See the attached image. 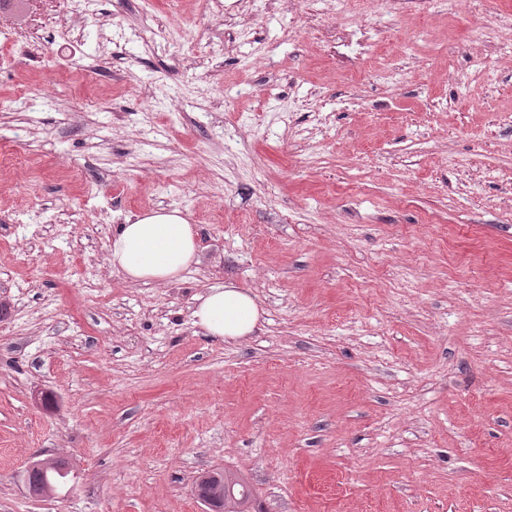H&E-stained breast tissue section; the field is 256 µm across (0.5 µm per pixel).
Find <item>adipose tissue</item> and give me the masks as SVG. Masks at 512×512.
<instances>
[{
    "label": "adipose tissue",
    "instance_id": "ef3b65f1",
    "mask_svg": "<svg viewBox=\"0 0 512 512\" xmlns=\"http://www.w3.org/2000/svg\"><path fill=\"white\" fill-rule=\"evenodd\" d=\"M196 227L180 211L158 210L118 225L109 244L111 262L131 282H181L198 257ZM263 310L249 290L227 281L197 296L195 323L207 336L239 341L258 327Z\"/></svg>",
    "mask_w": 512,
    "mask_h": 512
}]
</instances>
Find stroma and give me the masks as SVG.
Listing matches in <instances>:
<instances>
[{
  "label": "stroma",
  "mask_w": 512,
  "mask_h": 512,
  "mask_svg": "<svg viewBox=\"0 0 512 512\" xmlns=\"http://www.w3.org/2000/svg\"><path fill=\"white\" fill-rule=\"evenodd\" d=\"M64 13L0 11V512H207L214 469L260 512H512V0H91L62 59ZM161 209L199 262L125 281ZM228 280L232 343L192 316ZM198 231L180 211H152L112 231V266L131 282L179 283L197 262ZM196 302L193 311L195 324L207 336L224 342L250 336L264 313L257 297L232 281L210 286L196 297ZM71 467L70 459L63 455H46L44 458H39L35 461H32L27 466L28 471H46L42 472H34L28 473L27 481L29 485H33L34 487L43 485L41 489L38 491L40 494H51L53 493V488L56 489L66 482V479L71 473V470L67 471H55V470H66ZM25 483V487L30 493L29 485ZM46 484V485H44ZM49 484V485H47ZM53 487H51V486Z\"/></svg>",
  "instance_id": "35a3bbf8"
}]
</instances>
